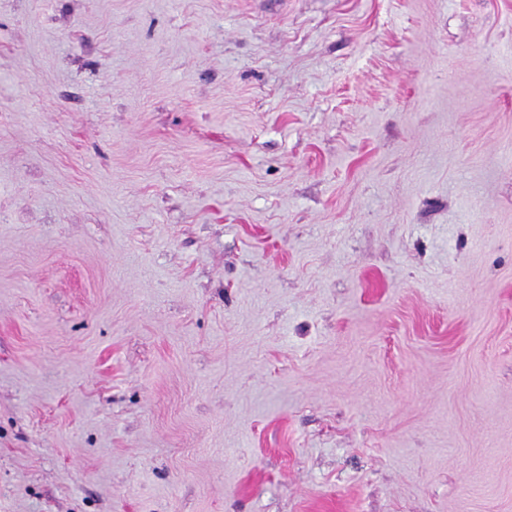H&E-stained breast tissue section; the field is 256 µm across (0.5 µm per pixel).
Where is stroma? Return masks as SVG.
Segmentation results:
<instances>
[{"label":"stroma","instance_id":"35a3bbf8","mask_svg":"<svg viewBox=\"0 0 512 512\" xmlns=\"http://www.w3.org/2000/svg\"><path fill=\"white\" fill-rule=\"evenodd\" d=\"M0 512H512V0H0Z\"/></svg>","mask_w":512,"mask_h":512}]
</instances>
